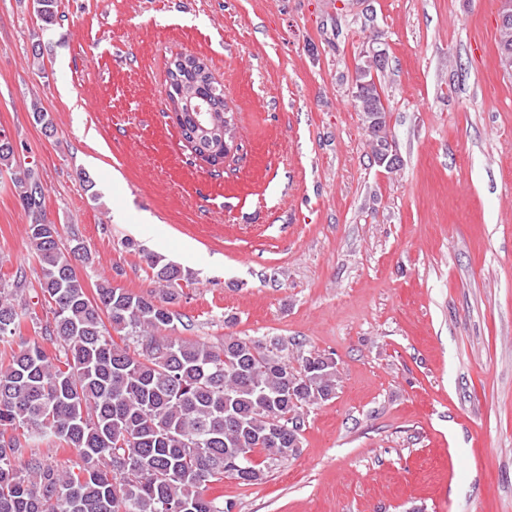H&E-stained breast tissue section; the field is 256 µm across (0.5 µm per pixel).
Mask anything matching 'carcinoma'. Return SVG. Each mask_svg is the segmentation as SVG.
I'll return each mask as SVG.
<instances>
[{
    "label": "carcinoma",
    "mask_w": 512,
    "mask_h": 512,
    "mask_svg": "<svg viewBox=\"0 0 512 512\" xmlns=\"http://www.w3.org/2000/svg\"><path fill=\"white\" fill-rule=\"evenodd\" d=\"M46 30L60 19L58 0H33ZM500 61L512 59V27L498 34ZM200 58L178 54L167 68V99L208 102L177 116L182 138L200 155L224 159V87ZM355 107L373 146L389 141L387 112L371 75L356 78ZM32 118L56 132L41 103ZM0 168L28 212L27 236L41 276L39 288L52 319L33 323L40 341L0 350V512H232L206 495L231 476L262 482L270 459L300 451L304 408L333 399L337 362L310 352L291 360L288 343L271 337L226 336L210 343L173 336L170 306L188 277L179 266L146 253L158 291L147 296L103 282L89 294L77 265L88 252L77 239L63 243L49 221L44 187L32 169L16 165V146L0 130ZM24 273L0 284V343L21 335L18 299ZM120 334L115 341L112 333ZM65 446L80 458L78 471L53 463L42 448ZM29 455L25 469L15 460Z\"/></svg>",
    "instance_id": "1"
}]
</instances>
